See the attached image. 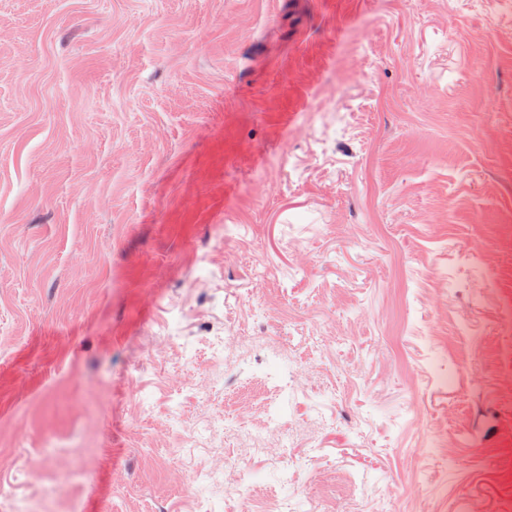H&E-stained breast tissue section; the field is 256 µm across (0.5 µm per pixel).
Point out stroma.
I'll return each mask as SVG.
<instances>
[{"label":"stroma","instance_id":"stroma-1","mask_svg":"<svg viewBox=\"0 0 512 512\" xmlns=\"http://www.w3.org/2000/svg\"><path fill=\"white\" fill-rule=\"evenodd\" d=\"M509 313L501 0H0V512H512Z\"/></svg>","mask_w":512,"mask_h":512}]
</instances>
